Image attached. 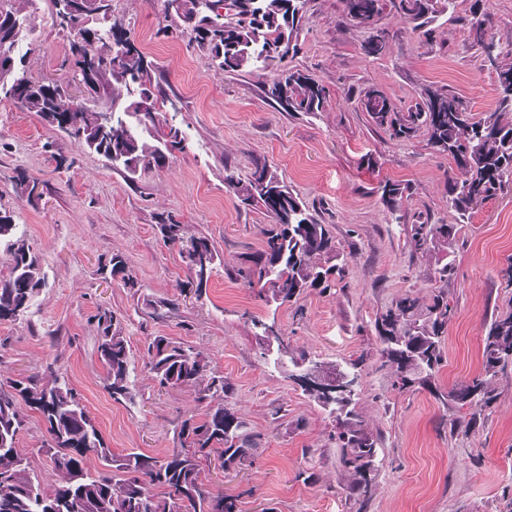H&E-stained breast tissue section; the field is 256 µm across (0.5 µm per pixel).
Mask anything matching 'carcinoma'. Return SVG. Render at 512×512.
Masks as SVG:
<instances>
[{
  "instance_id": "obj_1",
  "label": "carcinoma",
  "mask_w": 512,
  "mask_h": 512,
  "mask_svg": "<svg viewBox=\"0 0 512 512\" xmlns=\"http://www.w3.org/2000/svg\"><path fill=\"white\" fill-rule=\"evenodd\" d=\"M34 0H0V53L15 59L12 71L0 70V97L24 112H34L49 126L64 133L74 145L102 156L114 169L133 178L162 169L168 154L185 141L182 129L156 111L152 65L127 34L100 25L89 27L85 0H71L70 13L57 20L59 31L75 38L91 37L97 68L86 71L74 60L75 77L97 98L112 99L107 109L112 122L98 126L100 109L74 103L68 85L34 81L20 68V49L33 30L27 8ZM346 18L367 33L364 50L377 57L389 52L387 32L380 26L382 0H342ZM389 0L402 19L421 29L438 13L454 7L455 0ZM474 0L467 20L471 43L483 49L496 46V96L494 109L476 118L467 103L442 88L426 87L421 102L408 112H397L387 95L367 87L357 97L359 111L369 122L389 133L391 139H410L420 131L427 145L447 154L457 167L448 179V208L463 221L470 210L494 197L512 183V49L493 33V20ZM307 0H167L195 34L212 63L226 73L265 70L279 66L296 51L298 26L285 25L286 16L300 20ZM211 14H202V9ZM224 13H219V9ZM267 97L285 112L316 114L326 102L324 86L311 74L296 68L279 71ZM224 184L245 206L261 205L270 224L263 230L262 248L247 256L246 276L257 286L259 298L281 305L296 302L310 288H321L334 274L344 277L345 264L327 226L310 213L298 194L266 162L255 159L246 176L224 165ZM380 201L392 221L404 225L414 250L428 249L437 258L434 281L441 283L424 304L411 294L399 297L376 319L382 365L393 370L392 387L432 389L436 369L443 360V341L453 316L448 303V280L457 242L455 224L406 225L403 200L408 187L385 182ZM163 238L178 247L188 271L212 275L222 262L206 237H187L180 224L159 225ZM0 246L10 254V271L0 279V322L14 321L32 308L46 286L39 255L19 229L11 211L0 209ZM101 273L134 286L126 259L112 255ZM99 357L106 368V389L113 400L130 395L131 347L112 313L97 315ZM146 366L162 388L199 387V401L228 394V384L207 377L208 363L184 342L158 335L147 348ZM512 367V312L491 320L482 339V368L478 374L437 397L477 417L490 407L497 394L492 388L498 373ZM41 414L48 423L50 442L46 453L60 482L42 487L28 461L16 447L24 426L22 406ZM336 440L341 464L351 476L350 491L367 502L379 467V436L369 431L350 404L336 405ZM180 447L162 458L143 453L117 456L105 442L74 388L54 379L42 383L35 376L0 386V512H173L174 500L187 501L188 512H238L237 499L206 489L201 479L202 461L215 459L225 472L251 464L259 437L245 430L244 422L220 402L208 408L203 419L190 416L178 429ZM98 457L111 471L91 473L87 456Z\"/></svg>"
}]
</instances>
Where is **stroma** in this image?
I'll return each instance as SVG.
<instances>
[{
    "label": "stroma",
    "mask_w": 512,
    "mask_h": 512,
    "mask_svg": "<svg viewBox=\"0 0 512 512\" xmlns=\"http://www.w3.org/2000/svg\"><path fill=\"white\" fill-rule=\"evenodd\" d=\"M473 2L456 0L427 36L383 12L391 50L376 58L365 53L366 35L345 19L341 0H309L299 52L285 63L326 89L324 112L311 116L268 101L274 72L216 68L165 0H112V23L154 64L164 91L157 109L185 131V147L172 151L164 169L131 179L77 149L36 113L0 101V207L12 211L47 276L28 314L0 323V385L32 375L64 378L113 454L160 458L178 447V422L207 410L197 388H161L146 367L150 339L168 336L202 353L211 373L230 384L229 407L260 436L252 467H203L206 488L237 497L239 512H512V367L493 382V407L471 423L465 410L444 406L428 390H394L375 329L400 295L424 300L435 288L434 254L412 250L380 202V185L396 181L410 188L408 223L424 217L459 226L448 288L454 315L434 384L446 391L479 372L485 325L512 306V286L501 273L512 255V185L458 222L448 207L452 158L430 149L422 134L390 139L354 99L375 86L404 112L432 86L462 97L476 115L490 112L496 75L468 38ZM36 4L24 69L46 83L72 77L70 39L55 24L51 0ZM256 158L329 225L349 261L345 278L310 290L294 306L260 300L240 274L246 256L261 248L268 218L260 208L240 206L224 185V168L245 174ZM20 170L46 183L36 204L15 190ZM166 220L219 250L223 263L205 290H197L177 249L163 241L158 226ZM115 253L126 258L136 287L100 274ZM162 300L176 302L177 311L153 317V303ZM104 308L130 340L134 390L123 402L107 392L97 354L96 315ZM257 320L277 328L289 355L303 351L320 362L354 365L355 410L381 438L367 504L349 496L334 417L289 368L265 358ZM23 414L17 448L35 477L51 485L46 424L36 411Z\"/></svg>",
    "instance_id": "stroma-1"
}]
</instances>
